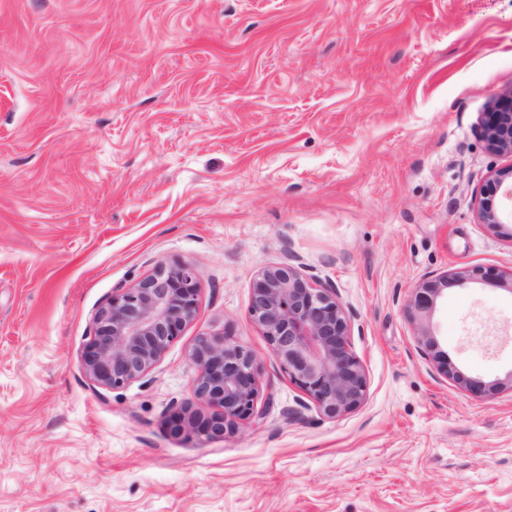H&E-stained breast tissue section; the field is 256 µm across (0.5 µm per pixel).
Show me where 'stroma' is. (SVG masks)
Here are the masks:
<instances>
[{
	"label": "stroma",
	"mask_w": 512,
	"mask_h": 512,
	"mask_svg": "<svg viewBox=\"0 0 512 512\" xmlns=\"http://www.w3.org/2000/svg\"><path fill=\"white\" fill-rule=\"evenodd\" d=\"M512 92V0H0V512H512V392L482 399L418 349L423 280L512 272L481 224L512 168L483 133ZM296 254L352 316L365 401L305 395L248 314ZM198 307L121 388L82 362L92 317L158 263ZM450 365L512 371V292L449 287ZM257 354L264 419L199 444L190 352Z\"/></svg>",
	"instance_id": "obj_1"
}]
</instances>
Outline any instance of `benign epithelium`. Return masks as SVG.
<instances>
[{
  "label": "benign epithelium",
  "instance_id": "benign-epithelium-1",
  "mask_svg": "<svg viewBox=\"0 0 512 512\" xmlns=\"http://www.w3.org/2000/svg\"><path fill=\"white\" fill-rule=\"evenodd\" d=\"M484 135L494 149L512 153L511 94L494 103ZM478 215L481 223L492 227L512 222L511 170L498 171L486 181ZM488 279L481 267L426 278L406 306L420 351L443 365L447 377L485 399L512 390V373L489 382L463 376L447 362L431 317L448 287ZM198 293V272L188 263H160L139 282L116 289L94 315L92 335L82 354L87 377L98 385L118 388L151 372L193 320ZM249 317L270 354L322 416L335 419L364 402L367 376L351 349V315L338 300L336 289L317 287L304 275L296 256L290 253L287 262L259 274ZM190 360L195 369L194 398L212 412L200 414L189 405L174 411L173 434L205 444L259 415L260 364L254 350L224 334L203 335L192 348Z\"/></svg>",
  "mask_w": 512,
  "mask_h": 512
}]
</instances>
